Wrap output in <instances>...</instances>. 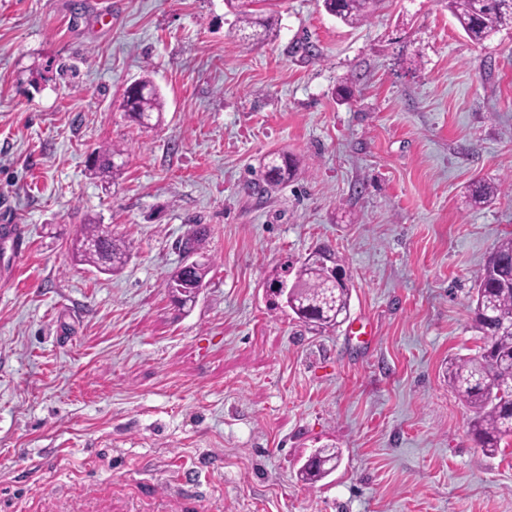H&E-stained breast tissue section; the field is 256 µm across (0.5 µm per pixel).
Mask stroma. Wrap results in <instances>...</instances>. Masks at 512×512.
Returning <instances> with one entry per match:
<instances>
[{"mask_svg": "<svg viewBox=\"0 0 512 512\" xmlns=\"http://www.w3.org/2000/svg\"><path fill=\"white\" fill-rule=\"evenodd\" d=\"M251 7L271 37L240 39L235 0H0V512H512V439L483 453L445 374L512 233V198L463 197L512 180V29L474 43L448 0L356 27ZM144 76L157 126L120 107ZM112 147L114 179L90 167ZM273 153L299 175L262 191ZM89 223L126 240L119 274L74 261ZM322 246L351 288L326 330L266 296ZM324 447L339 467L302 482ZM468 197L474 207H483L498 200L503 194L502 182L499 179H484L469 186ZM206 236V227L198 226L193 230L186 241V244L189 245L192 250L186 245L183 246V252L185 254L183 267H180L169 277L166 286L170 285L172 282L178 281L183 282L185 285L188 283L204 281L207 275V266L205 263H198L199 261L193 258L196 255L194 251L201 249L203 242L206 240ZM186 267L192 268L186 269Z\"/></svg>", "mask_w": 512, "mask_h": 512, "instance_id": "stroma-1", "label": "stroma"}]
</instances>
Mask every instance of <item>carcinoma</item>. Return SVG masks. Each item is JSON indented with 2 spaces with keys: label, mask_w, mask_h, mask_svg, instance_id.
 Instances as JSON below:
<instances>
[{
  "label": "carcinoma",
  "mask_w": 512,
  "mask_h": 512,
  "mask_svg": "<svg viewBox=\"0 0 512 512\" xmlns=\"http://www.w3.org/2000/svg\"><path fill=\"white\" fill-rule=\"evenodd\" d=\"M383 0H323L325 9L344 24L358 26L372 16ZM448 5L466 36L482 43L506 28H512V0H448ZM272 29L269 17L247 10L239 11L237 31L244 38L267 37ZM122 106L128 116L141 125L151 119L161 120L163 100L153 83L143 78L123 93ZM120 151L103 150L97 155L95 168L117 173L120 166L114 157ZM263 182L277 186L298 175V165L281 154L272 155L266 163ZM502 182L484 179L468 188L470 204L487 206L498 200ZM74 257L80 262L117 273L127 261L125 242L112 236L101 224L85 225L82 236L73 245ZM292 292L293 313L302 322L318 328L339 324L350 305V287L336 283L328 276L327 267L317 253L310 254L296 268ZM207 266L176 270L167 283L185 284L204 281ZM475 329L483 337V346L472 356L448 362V383L459 400L471 409L474 417L470 431L483 452L494 455L501 441L512 437V236L500 239L475 274V295L472 299ZM325 457L322 464L309 463L299 469L300 478L315 483L331 474L340 461L339 451L319 448Z\"/></svg>",
  "instance_id": "carcinoma-1"
}]
</instances>
